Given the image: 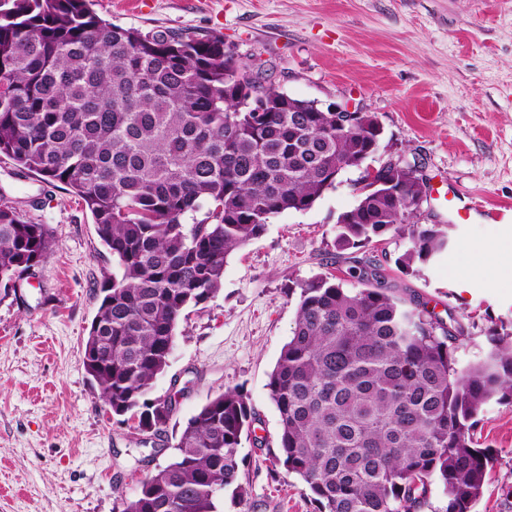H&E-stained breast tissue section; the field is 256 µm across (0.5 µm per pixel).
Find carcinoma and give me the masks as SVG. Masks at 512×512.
<instances>
[{
  "instance_id": "carcinoma-1",
  "label": "carcinoma",
  "mask_w": 512,
  "mask_h": 512,
  "mask_svg": "<svg viewBox=\"0 0 512 512\" xmlns=\"http://www.w3.org/2000/svg\"><path fill=\"white\" fill-rule=\"evenodd\" d=\"M299 103L263 69L247 74L220 38L144 34L88 0H0V156L66 185L93 216L117 271L101 284L84 366L112 415L136 418L144 436L160 435L176 408L152 393L184 310L220 291L227 258L271 219L311 207L333 185L336 158L367 145L365 115L338 136L336 113L290 111ZM425 189L389 167L337 225L336 249L406 234L396 264L415 273L448 247L437 224L394 223ZM52 247L47 225L0 203V276L22 275ZM348 274L362 287L319 277L300 288L268 375L276 461L318 512H420L434 485L444 512H471L496 462L473 435L485 404L512 403V338L492 330L485 359L463 367V324L372 259ZM256 421L242 391L213 397L122 512H218L226 490L244 499L239 449Z\"/></svg>"
}]
</instances>
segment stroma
Wrapping results in <instances>:
<instances>
[{"label": "stroma", "instance_id": "35a3bbf8", "mask_svg": "<svg viewBox=\"0 0 512 512\" xmlns=\"http://www.w3.org/2000/svg\"><path fill=\"white\" fill-rule=\"evenodd\" d=\"M101 18L142 32L217 36L250 69H269L288 95L349 104L384 130L377 166L418 160L428 177L425 223L448 247L418 273L396 259L410 240L370 244L389 276L471 335L461 363L483 359L490 329L512 332V280L489 264L488 243L512 237V0H91ZM344 172L306 211L273 218L231 254L222 290L187 308L169 367L153 393H177L154 445L117 424L84 367L85 340L115 264L82 201L56 181L0 157V202L52 230L54 246L15 285L0 284V512H120L139 482L173 453L181 426L217 393L239 388L261 422L244 439V501L224 494L219 512H316L296 475L273 465L278 411L268 375L294 326L301 285L347 276L336 219L359 195ZM467 221L448 210L449 194ZM474 440L496 451L475 512H512V404L489 402Z\"/></svg>", "mask_w": 512, "mask_h": 512}]
</instances>
